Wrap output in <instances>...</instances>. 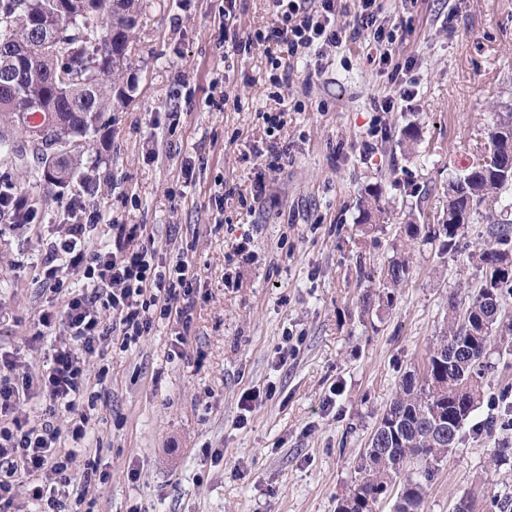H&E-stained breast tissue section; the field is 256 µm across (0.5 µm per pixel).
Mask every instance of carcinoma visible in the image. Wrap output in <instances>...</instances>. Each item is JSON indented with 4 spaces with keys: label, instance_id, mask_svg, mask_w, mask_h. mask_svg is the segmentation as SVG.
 I'll list each match as a JSON object with an SVG mask.
<instances>
[{
    "label": "carcinoma",
    "instance_id": "1",
    "mask_svg": "<svg viewBox=\"0 0 512 512\" xmlns=\"http://www.w3.org/2000/svg\"><path fill=\"white\" fill-rule=\"evenodd\" d=\"M137 25L136 0H0V160L28 180L69 185L84 158L82 140L112 109V75L123 69ZM48 124L46 139L32 144L29 127ZM512 123L496 116L474 163L448 183V219L427 225L438 253H458L465 226L487 225L468 259L474 282L464 300H450L444 335L429 352L421 382L409 376L386 405L357 464L358 478L336 512H374L388 497L393 512H423L436 465L457 447L465 422L479 408L490 355L512 335ZM374 195L363 203L364 223L382 217ZM411 272L404 257L388 262L384 287L400 288ZM497 284L499 310L485 304V285Z\"/></svg>",
    "mask_w": 512,
    "mask_h": 512
}]
</instances>
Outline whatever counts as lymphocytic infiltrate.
Masks as SVG:
<instances>
[{"label":"lymphocytic infiltrate","mask_w":512,"mask_h":512,"mask_svg":"<svg viewBox=\"0 0 512 512\" xmlns=\"http://www.w3.org/2000/svg\"><path fill=\"white\" fill-rule=\"evenodd\" d=\"M270 24L232 45L234 54L248 55L261 49L271 64L269 82L288 86L298 60L321 47H340L362 32L373 35L365 48L368 65L387 71L392 94L374 99L373 109L389 112L396 97L415 94L409 76V60L396 56L398 25L390 24L386 0H272ZM265 147L255 149L257 160L251 195L260 197L267 173L280 170L288 147L278 141L282 128L279 114L265 115ZM94 219L82 207L69 204L67 222L58 235L42 246L41 268L48 290L61 298V313L47 312L43 327L59 324L64 342L54 348L48 369L32 376L20 373L17 356L0 354V512H24L26 502L37 503L41 512H67L60 495L70 481L73 451L61 448L59 429L51 421L32 422L18 406L31 388H39L49 405L64 404L74 416L66 434L80 442L87 434L89 418L78 402L87 380L86 362L100 350L108 335L123 344L149 335L156 319L178 325L175 348H182L200 301L206 300L186 255L175 261H156L153 234L144 224H116L112 242L93 246ZM91 283L90 289H74L75 277ZM112 315L104 324L103 312Z\"/></svg>","instance_id":"1"}]
</instances>
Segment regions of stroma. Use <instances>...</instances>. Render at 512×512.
<instances>
[{"instance_id":"stroma-1","label":"stroma","mask_w":512,"mask_h":512,"mask_svg":"<svg viewBox=\"0 0 512 512\" xmlns=\"http://www.w3.org/2000/svg\"><path fill=\"white\" fill-rule=\"evenodd\" d=\"M223 5L139 0L114 106L94 136V190L38 184L30 192L42 199L40 223L0 219V350L32 375L60 337L35 338L39 320L62 310L39 254L72 197L99 212L96 241L111 240L116 224H148L168 259L182 241L196 243L187 259L208 298L183 355L162 320L128 347L109 337L87 364L80 407L90 429L70 470L72 489L85 492L81 512H336L385 406L406 375L423 372L450 296L473 273L466 253L481 224L466 227L452 259L415 243L392 302H363L381 288L402 224L419 214L441 223L449 179L483 146L495 106L512 100V0H389L392 22L410 27L396 49L415 60L417 94L380 114L370 104L393 88L363 58L368 37L326 49L272 96L265 54L231 56L224 42L225 32L267 24L271 0H237L226 19ZM216 73L227 97L220 110L207 104ZM265 112L283 115L288 159L246 208ZM379 122L387 138L370 139ZM188 159L197 177L186 186ZM219 178L234 190L220 210L211 200ZM374 195L387 216L362 223L360 205ZM245 236L251 261L229 262ZM250 389L272 396L245 413L239 400ZM484 391L424 512H453L465 496L488 512L492 497L512 494V460L491 462L498 443L512 441L499 425L512 406V355L497 358ZM93 460L107 483L85 485Z\"/></svg>"}]
</instances>
